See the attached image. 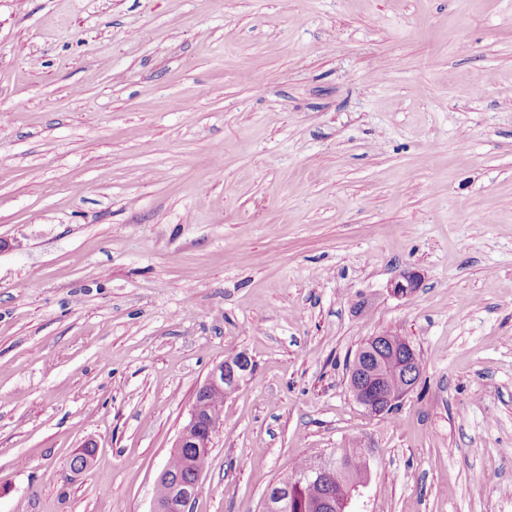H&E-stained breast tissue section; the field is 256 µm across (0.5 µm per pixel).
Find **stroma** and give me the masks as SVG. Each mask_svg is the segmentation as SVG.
<instances>
[{
	"mask_svg": "<svg viewBox=\"0 0 512 512\" xmlns=\"http://www.w3.org/2000/svg\"><path fill=\"white\" fill-rule=\"evenodd\" d=\"M0 241V512H151L240 352L192 512L354 443L363 512H512V0H0ZM420 286V275L416 271L405 270L390 281L387 288L393 296L403 298L413 294ZM371 352L374 354L378 367L362 376L359 371H362L363 368L357 364L354 368V381L352 385L350 383V387L355 399L368 411L376 415L389 414L418 382L421 375L420 358L411 345L397 349L393 343L386 342L385 339L376 341ZM388 356L399 360V369L403 371L404 378L408 382L400 392L388 391L379 377L378 370ZM250 365L247 366L245 356L238 353L228 357L223 362L217 364L210 372L208 378L197 392L209 394L214 391H225L233 388L230 383H240L249 373Z\"/></svg>",
	"mask_w": 512,
	"mask_h": 512,
	"instance_id": "1",
	"label": "stroma"
}]
</instances>
